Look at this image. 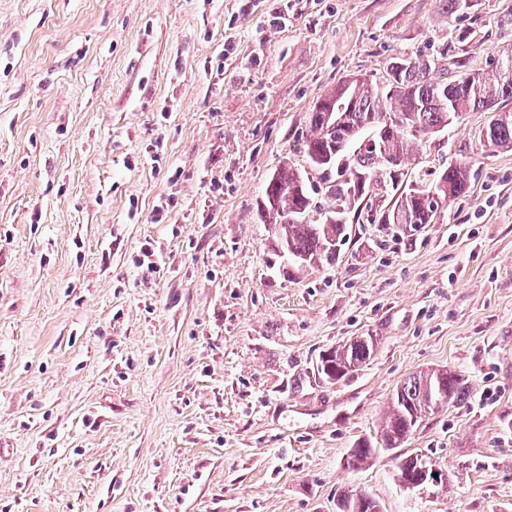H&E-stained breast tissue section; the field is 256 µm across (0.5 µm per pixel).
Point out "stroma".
I'll return each instance as SVG.
<instances>
[{
  "instance_id": "1",
  "label": "stroma",
  "mask_w": 512,
  "mask_h": 512,
  "mask_svg": "<svg viewBox=\"0 0 512 512\" xmlns=\"http://www.w3.org/2000/svg\"><path fill=\"white\" fill-rule=\"evenodd\" d=\"M511 5L0 0V512H512V148L480 149L485 112L409 156L472 161L433 223L348 216L336 262L299 269L260 207L288 162L320 221L303 142L339 81L396 56L491 70ZM355 336L375 357L327 382L320 353ZM440 368L469 395L401 452L447 484L406 489L383 449L350 467Z\"/></svg>"
}]
</instances>
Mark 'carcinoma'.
Masks as SVG:
<instances>
[{
    "label": "carcinoma",
    "mask_w": 512,
    "mask_h": 512,
    "mask_svg": "<svg viewBox=\"0 0 512 512\" xmlns=\"http://www.w3.org/2000/svg\"><path fill=\"white\" fill-rule=\"evenodd\" d=\"M452 79L434 76L429 61L395 58L387 67L384 82L378 84L366 78L353 83L344 80L323 98L316 101L308 115L309 136L304 152L313 161L330 149V143L352 139L362 131L379 132L374 147L345 158L336 151L333 163L317 164L320 181L325 185L330 202H341L343 211L335 220L311 224L306 220L311 196L303 174L285 164L269 179L264 198L273 199L276 217L272 220L280 242L288 253L307 259V265L336 260V251L328 246V238L339 241L346 236L345 213L359 208L362 197L394 191L395 201L371 214L370 224H430L436 212L429 197L436 196L447 204L466 191L470 179L469 162H455L439 172L425 171L415 177L416 184L404 188L402 166L409 151L425 146L423 136L448 127L464 112L483 111L489 119L479 130L481 149L494 151L512 147V112H503L501 103L512 101V57L498 60L495 69L479 72L469 67V59L455 62ZM336 116V129L329 131L326 113ZM375 343L340 345L320 356L319 368L330 382L345 378L367 365ZM443 385L452 402L469 394L468 380L461 374L430 371L406 379L394 394L390 411L381 426L384 447L398 450L413 431V418L426 416L425 407L434 390ZM369 441L358 443L350 452L349 465L358 467L375 454ZM399 478L418 476L416 457L399 454Z\"/></svg>",
    "instance_id": "obj_1"
}]
</instances>
